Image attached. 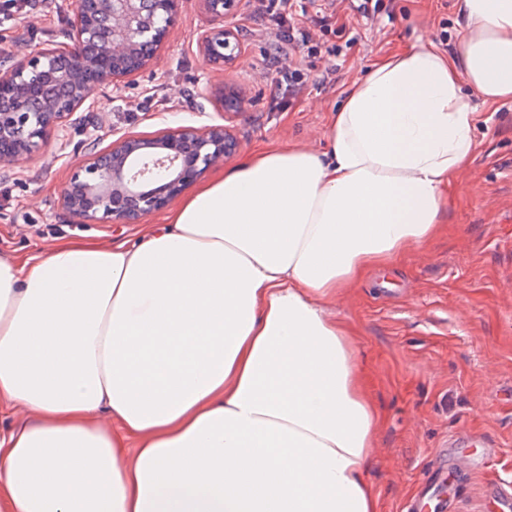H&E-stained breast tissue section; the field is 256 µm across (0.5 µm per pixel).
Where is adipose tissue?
<instances>
[{"instance_id": "1", "label": "adipose tissue", "mask_w": 512, "mask_h": 512, "mask_svg": "<svg viewBox=\"0 0 512 512\" xmlns=\"http://www.w3.org/2000/svg\"><path fill=\"white\" fill-rule=\"evenodd\" d=\"M451 53L377 58L327 148L272 147L141 242L0 258V512H378L380 414L329 306L427 244L512 101V0H460ZM108 413L120 432L103 425Z\"/></svg>"}]
</instances>
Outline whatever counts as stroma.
I'll use <instances>...</instances> for the list:
<instances>
[{
	"instance_id": "obj_1",
	"label": "stroma",
	"mask_w": 512,
	"mask_h": 512,
	"mask_svg": "<svg viewBox=\"0 0 512 512\" xmlns=\"http://www.w3.org/2000/svg\"><path fill=\"white\" fill-rule=\"evenodd\" d=\"M394 3V19L359 21L350 34L320 36L322 52L304 61L311 82L281 104L269 45L252 32L249 0L224 21L237 31L239 55L221 74L204 63L197 42L209 19L199 0H185L181 21L148 68L95 90L94 111L73 114L38 151L0 172V257L42 255L66 240L136 241L164 223L163 210L121 224L84 223L64 209L62 190L83 164L91 137L107 150L125 134L151 138L168 128L226 123L242 157L267 145L324 151L331 112L376 57L422 39L438 47L458 37V0ZM75 4L36 0L33 17L1 19L0 51L20 59L68 42ZM327 68L335 69L336 82L323 89L314 77ZM218 83L245 102L232 118L209 100ZM473 135V159L447 191L442 231L331 306L356 341L382 417L366 473L380 512H403L450 447L481 453L478 434L495 453L480 473L451 479L445 512H500L496 489L512 482V102L477 104Z\"/></svg>"
}]
</instances>
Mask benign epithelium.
<instances>
[{"label": "benign epithelium", "mask_w": 512, "mask_h": 512, "mask_svg": "<svg viewBox=\"0 0 512 512\" xmlns=\"http://www.w3.org/2000/svg\"><path fill=\"white\" fill-rule=\"evenodd\" d=\"M210 26L199 39L203 58L222 73L238 56L237 34L224 27L240 0H201ZM183 0H78L72 44L46 47L21 60L0 53V168L38 150L76 112L94 111V90L148 67L180 20ZM164 13L166 24L152 31ZM226 114L243 108L233 92H217ZM238 149L230 129L179 126L152 139L125 135L88 161L64 188V208L84 222L112 218L137 224L164 209L206 170Z\"/></svg>", "instance_id": "7a95c632"}]
</instances>
